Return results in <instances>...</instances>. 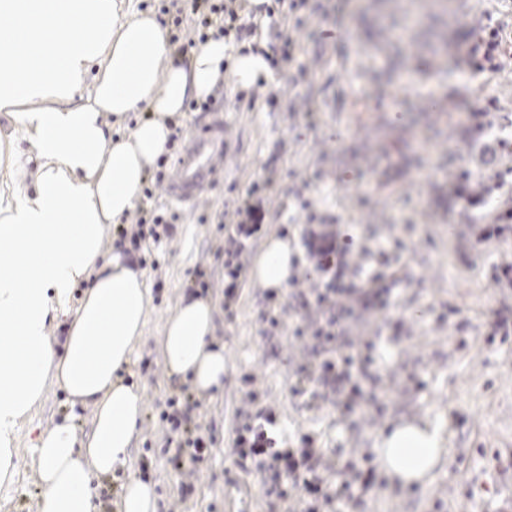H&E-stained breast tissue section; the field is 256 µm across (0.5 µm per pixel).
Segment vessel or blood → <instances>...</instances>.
<instances>
[{
  "label": "vessel or blood",
  "mask_w": 512,
  "mask_h": 512,
  "mask_svg": "<svg viewBox=\"0 0 512 512\" xmlns=\"http://www.w3.org/2000/svg\"><path fill=\"white\" fill-rule=\"evenodd\" d=\"M223 160L224 114L219 111L213 113L204 130L187 136L175 175L167 186L169 196L179 202H194L213 180Z\"/></svg>",
  "instance_id": "b4317fda"
}]
</instances>
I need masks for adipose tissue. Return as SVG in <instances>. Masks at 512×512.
Here are the masks:
<instances>
[{
    "label": "adipose tissue",
    "instance_id": "1",
    "mask_svg": "<svg viewBox=\"0 0 512 512\" xmlns=\"http://www.w3.org/2000/svg\"><path fill=\"white\" fill-rule=\"evenodd\" d=\"M4 41L13 49L0 51V117L22 129L37 168L31 188L17 187L20 154L0 137V485L14 481L20 422L54 383L71 410L39 438L40 512H100L92 482L128 466L143 419L140 391L120 372L150 305L142 274L107 249L105 230L134 207L168 119L212 94L225 66L243 88L275 76L262 55L220 38L173 64L168 29L152 14L124 15L121 0H0ZM133 112L132 134L113 139L107 117ZM297 254L289 238H270L252 279L286 288ZM214 312L186 296L164 328L166 368L200 393L224 384ZM59 320L61 340L48 334ZM87 404L96 414L82 434L73 408ZM447 446L427 420L398 423L377 442L386 476L404 488L429 482Z\"/></svg>",
    "mask_w": 512,
    "mask_h": 512
}]
</instances>
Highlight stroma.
Instances as JSON below:
<instances>
[{
    "label": "stroma",
    "mask_w": 512,
    "mask_h": 512,
    "mask_svg": "<svg viewBox=\"0 0 512 512\" xmlns=\"http://www.w3.org/2000/svg\"><path fill=\"white\" fill-rule=\"evenodd\" d=\"M296 15L266 40L276 83L216 90L229 142L224 166L193 206H178L170 243L142 269L152 301L122 373L144 407L132 472L154 484L158 512H278L262 472L231 450L255 391L273 409L280 437L309 434L342 446L344 460L329 473L335 482L352 479L350 463L377 460L376 439L394 423L426 417L445 430L448 456L430 483L401 489L377 473L363 512H512V339L490 335L497 315L512 310V285L492 276L493 266L512 263V223L499 238H479L482 221L512 208V195L492 193L474 208L455 195L464 172L476 185L500 179L481 162L484 140L512 146V51L479 76L465 59L469 36L487 21L512 38V0H307ZM439 16L452 41L435 55L427 43ZM479 85L489 99L476 97ZM259 177L269 181L263 238L334 224L354 265L380 242L403 249L384 321L370 318L353 331L356 352L376 360L363 384L376 402L350 417L293 392L299 365L314 357L305 334L313 310L297 291L330 279L314 260H294L299 287L272 297L247 278L231 309L223 307L224 234L213 220ZM204 212L211 223H198ZM191 291L217 307L213 339L228 369L223 389L197 397L192 417L210 428L215 450L188 476L144 447L161 437L157 404L187 386L169 375L161 339ZM269 310L278 329L261 320ZM68 410L65 392L52 385L20 424L15 481L0 487V512H38L37 439ZM185 482L194 486L186 497Z\"/></svg>",
    "instance_id": "stroma-1"
}]
</instances>
